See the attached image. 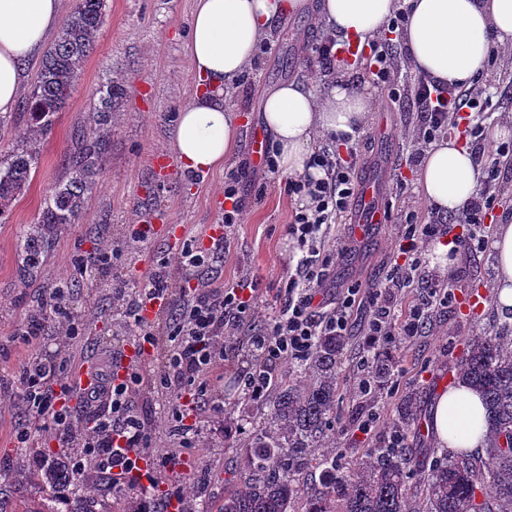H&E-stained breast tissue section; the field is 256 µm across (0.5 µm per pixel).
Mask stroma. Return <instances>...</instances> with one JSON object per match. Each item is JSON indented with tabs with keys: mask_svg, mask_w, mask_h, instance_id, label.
<instances>
[{
	"mask_svg": "<svg viewBox=\"0 0 512 512\" xmlns=\"http://www.w3.org/2000/svg\"><path fill=\"white\" fill-rule=\"evenodd\" d=\"M194 5L195 0H107L95 49L85 61L68 105L55 116L51 132L40 144L38 173L16 201L9 223L0 224V386L13 387L14 369L26 357L13 339L17 326L29 319L43 292L60 277L78 284L71 305L83 321L84 334L71 345L46 338L47 352L74 355L80 366L92 356L118 357L132 347V336L112 308L113 282L129 276L146 281L156 269L157 258L173 252L165 234L179 233L183 238L209 243L224 211V177L240 162L250 160V139L263 128L260 112L266 93L302 75L313 56V44L324 35L323 28L309 17L289 16L273 29L265 39L266 51L258 53L231 89L229 102L237 111L240 127L234 156L222 168L198 177L185 170L170 146L177 114L191 102L201 82L187 48ZM332 76L344 80L360 77L361 87L377 99V107L359 136L365 153L359 177L376 179L381 185L382 203L393 206L386 223L370 226L364 236L355 235L349 226L342 229L348 250L328 281L329 287L338 288L355 281L372 283L382 261L391 254L402 193L386 163L404 160L415 147L416 133L409 114L401 111L386 90L364 76L362 67H338ZM109 77L123 81L127 94L115 115L111 146L96 191L80 222L58 231L43 273L31 281H21L18 235L23 225L37 216L47 190L63 176L71 140L87 125L92 95ZM265 180V193H258L253 186L246 188L244 219L229 231L228 251L202 269L200 276L217 286L239 280L253 282L261 299V315L267 319L282 305L281 279L288 271L292 246L286 225L293 204L278 187L281 175L269 174ZM141 222L150 226L147 239L130 241V225ZM105 243L122 251L121 264L86 274L75 268L77 255ZM493 266L486 254L463 253L451 269L438 270V278H453L457 300L434 317L425 335L393 348L391 374L378 392L381 420L367 444L345 432L365 410L353 394L356 365L362 354L360 338L349 337L338 371L336 420L344 430L336 435L337 468L381 447L394 427L404 397L412 392L417 395L418 427L409 435L408 445L431 447L436 457H447V449L435 448L423 427L429 420L433 397L452 383L450 363L461 356L467 337L500 327L503 322L493 305ZM171 403V396L155 392L139 397L140 411L156 441L145 455L154 461L157 454L165 452L189 459L191 473L207 482L198 512H219L225 491L243 480L247 445L260 432L269 406L239 394L233 373L225 372L223 417L204 418L198 446L182 448L169 430L167 411ZM24 427L30 428L31 440L22 448L16 434ZM57 448L51 434L33 429L21 397L0 401V512H25L45 503L48 493L31 472L47 451ZM153 475L157 482L152 493L156 496L165 495L176 482L156 461Z\"/></svg>",
	"mask_w": 512,
	"mask_h": 512,
	"instance_id": "1",
	"label": "stroma"
}]
</instances>
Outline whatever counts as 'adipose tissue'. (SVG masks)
Instances as JSON below:
<instances>
[{"mask_svg": "<svg viewBox=\"0 0 512 512\" xmlns=\"http://www.w3.org/2000/svg\"><path fill=\"white\" fill-rule=\"evenodd\" d=\"M62 0H0V113L13 111L29 63L45 45ZM406 10L404 45L413 69L445 83L470 85L485 71L497 47L512 45V0H196L188 53L207 89L182 108L172 142L191 171L223 166L239 140L236 114L225 97L254 62L262 39L289 14L316 13L337 40L364 43L384 32ZM375 101L366 90L341 84L317 93L311 80L287 81L265 97L264 126L278 149L279 167L291 176L321 170L308 166L317 136H358ZM481 173L469 148L443 138L425 153L417 181L437 211L455 213L477 191ZM495 306L512 313V221L498 224ZM434 433L451 450L470 451L487 438V413L479 392L463 382L441 391L434 407Z\"/></svg>", "mask_w": 512, "mask_h": 512, "instance_id": "obj_1", "label": "adipose tissue"}]
</instances>
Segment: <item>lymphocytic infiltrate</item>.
I'll use <instances>...</instances> for the list:
<instances>
[{"label":"lymphocytic infiltrate","instance_id":"obj_1","mask_svg":"<svg viewBox=\"0 0 512 512\" xmlns=\"http://www.w3.org/2000/svg\"><path fill=\"white\" fill-rule=\"evenodd\" d=\"M369 47L367 75L389 94L403 95L422 144L453 130L470 145L482 171L476 193L448 215L422 204L404 205L395 250L383 265L380 282L368 288L355 282L330 289L327 281L344 254L330 230L351 218L361 154L358 143L348 136H327L311 159L322 178L290 177L283 182L284 192L295 202L286 232L297 260L283 281L284 302L278 315L259 322L258 295L247 283L212 288L199 280V270L223 254L226 237L212 239L206 251L193 241L183 242L174 259L160 260L159 271L146 283L137 287L126 279L114 283V311L135 336L137 350L150 347L156 355L150 361L128 363L85 394L86 402L98 406L85 423L69 405L70 357L48 354L41 343L49 331L64 342L81 334L70 289L55 284L42 298L41 317L27 320L14 333L26 351L16 382L39 429L76 448L73 469L92 460L116 476L139 478L141 451L155 445L137 401L146 390L190 398V405L172 406L168 419L180 446L195 447L201 433L199 410L207 409L214 416L224 411V368L233 364L240 336H248L252 360L238 370V387L244 397L262 401L270 395L279 368L306 361L318 337L347 336L356 330L364 338V350H387L425 334L434 316L455 301L449 283L427 273L424 247L453 225L463 224L466 232L452 238L455 247L469 253L486 251V218L496 212L505 219L512 217V190L507 187L512 181V142L492 140L486 133L482 78L463 88L422 75L404 86L392 39L371 41ZM257 171L246 162L226 174L224 199L231 207L222 218L225 228L241 223L242 192L254 184ZM172 263L191 287L181 293L174 322L148 321L142 315L146 304L167 300L174 288L166 273Z\"/></svg>","mask_w":512,"mask_h":512}]
</instances>
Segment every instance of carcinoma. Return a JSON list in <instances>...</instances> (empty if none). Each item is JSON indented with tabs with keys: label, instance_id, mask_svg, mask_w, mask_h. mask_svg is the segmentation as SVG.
Returning a JSON list of instances; mask_svg holds the SVG:
<instances>
[{
	"label": "carcinoma",
	"instance_id": "cac0c4a2",
	"mask_svg": "<svg viewBox=\"0 0 512 512\" xmlns=\"http://www.w3.org/2000/svg\"><path fill=\"white\" fill-rule=\"evenodd\" d=\"M106 0H73L58 35L44 53L25 101L26 132L9 154L0 157V223L30 186L39 167V143L51 131L54 116L71 97L83 64L96 45ZM125 86L107 79L95 92L93 124L74 136L64 176L46 195L36 222L20 231L17 252L22 277L42 271L58 231L76 224L86 211L112 138V118ZM344 336H321L310 358L291 367L290 380L269 398L274 427L250 442L243 485L224 493L221 512H296L299 480L310 461L322 467V491L310 497L304 512H512V326L504 324L469 338L458 376L478 389L488 410L490 437L485 448L438 460L426 469L419 487L410 485L411 466L424 467L426 448H379L358 458L346 472L334 456L311 457L335 434L338 363ZM372 390L360 395L369 403L389 374L388 360H372ZM415 398L402 401L397 425L411 424ZM76 449L69 448L35 471L48 487L69 486L62 509L93 512L92 504L112 476L92 462L72 471Z\"/></svg>",
	"mask_w": 512,
	"mask_h": 512
}]
</instances>
